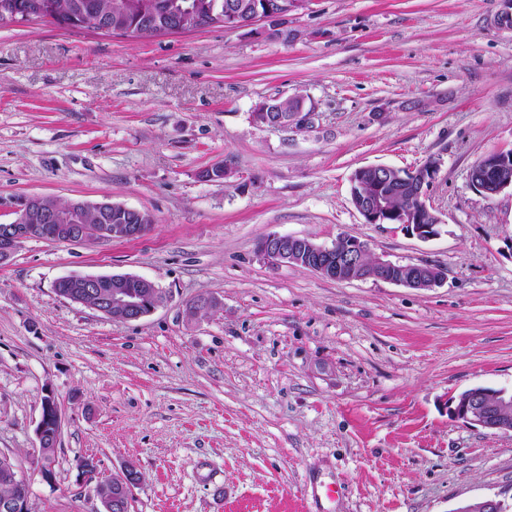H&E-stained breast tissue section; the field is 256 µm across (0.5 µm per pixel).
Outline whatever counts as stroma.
<instances>
[{
    "label": "stroma",
    "instance_id": "stroma-1",
    "mask_svg": "<svg viewBox=\"0 0 512 512\" xmlns=\"http://www.w3.org/2000/svg\"><path fill=\"white\" fill-rule=\"evenodd\" d=\"M500 0H307L281 21L151 39L0 24V224L18 201L110 200L154 222L129 241L31 239L0 266V456L29 512H98L75 463L134 466L132 512L512 508V434L452 402L512 389V187L473 164L512 149V30ZM303 99L301 130L254 107ZM441 161L439 234L369 224L350 178ZM223 164L220 181L201 179ZM428 263L442 285L274 266L269 234ZM72 274H131L162 303L115 321L59 296ZM206 297L214 308L189 305ZM64 424L37 473L47 393Z\"/></svg>",
    "mask_w": 512,
    "mask_h": 512
}]
</instances>
